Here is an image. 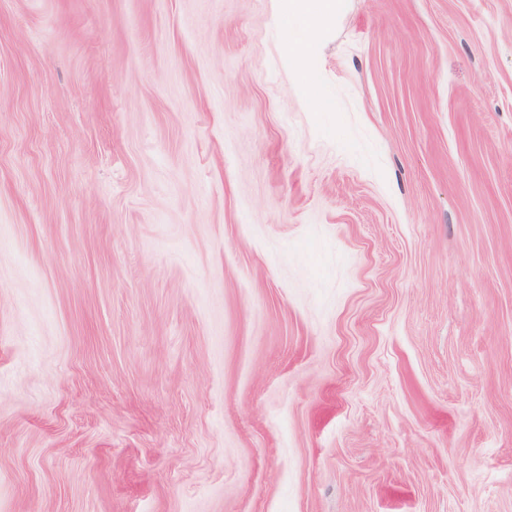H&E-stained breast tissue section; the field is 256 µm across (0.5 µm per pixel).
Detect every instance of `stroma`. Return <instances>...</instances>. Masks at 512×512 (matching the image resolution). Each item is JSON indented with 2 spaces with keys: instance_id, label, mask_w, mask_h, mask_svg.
Instances as JSON below:
<instances>
[{
  "instance_id": "1",
  "label": "stroma",
  "mask_w": 512,
  "mask_h": 512,
  "mask_svg": "<svg viewBox=\"0 0 512 512\" xmlns=\"http://www.w3.org/2000/svg\"><path fill=\"white\" fill-rule=\"evenodd\" d=\"M0 0V512H512V0ZM288 11L300 17L307 39L316 38L340 12L343 0H283Z\"/></svg>"
}]
</instances>
